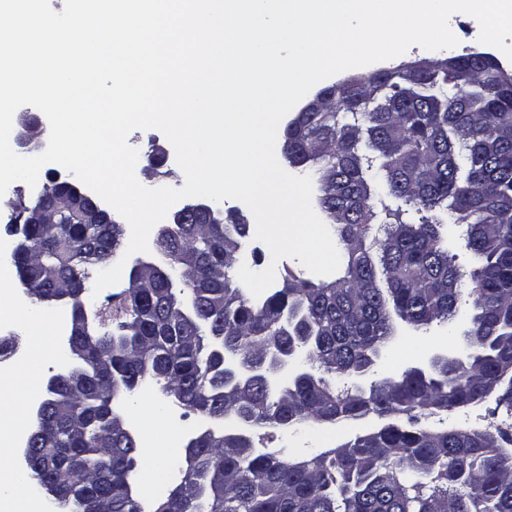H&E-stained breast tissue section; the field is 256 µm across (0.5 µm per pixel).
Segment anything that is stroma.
<instances>
[{"mask_svg":"<svg viewBox=\"0 0 512 512\" xmlns=\"http://www.w3.org/2000/svg\"><path fill=\"white\" fill-rule=\"evenodd\" d=\"M129 144L136 148L138 165L135 169L139 182L149 188L183 187L185 177L175 159V152L164 136L156 129L135 130L128 136ZM240 260L251 269L260 271L274 266L276 277L292 272L301 278L309 273L298 260L284 258L271 262L267 246L255 239H247L240 251ZM129 286L128 280L106 287L98 295L88 297L87 303L94 317L97 331L115 329L125 319L121 302ZM459 338L449 336L445 327L435 326L421 333L408 328L400 329L394 340L386 347L375 366L376 377L395 376L411 366L427 362L435 351H453L459 346ZM430 430L470 429L512 433V418L507 417L503 407L498 406L496 396H489L475 406L456 408L431 415L421 420ZM383 420L374 415L335 426H315L299 432L257 427L251 437L258 448H284L292 460L307 459L327 449L343 444L358 435L382 426Z\"/></svg>","mask_w":512,"mask_h":512,"instance_id":"obj_1","label":"stroma"}]
</instances>
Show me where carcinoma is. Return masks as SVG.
<instances>
[{
	"mask_svg": "<svg viewBox=\"0 0 512 512\" xmlns=\"http://www.w3.org/2000/svg\"><path fill=\"white\" fill-rule=\"evenodd\" d=\"M435 78L402 66L336 87L334 112H309L284 130L290 167L317 176V203L345 252L339 276H291L256 302L232 280L233 251L250 236L244 217L190 212L155 236L159 275L128 288L117 333L92 325L66 340L70 373L45 385L26 472L57 512H145L130 473L141 454L111 400L149 381L166 405L195 412L210 430L182 448L183 482L153 512H512V435L432 431L419 419L476 405L502 388L512 411V71L492 53L453 56ZM384 194L413 208L372 204ZM379 223L382 234L370 236ZM464 228L474 261L465 279L448 226ZM31 255L15 264L20 286L45 313L72 288L85 307L88 267H107L124 246L122 224H30ZM189 296L192 318L173 309ZM464 360L449 354L369 385L398 323L450 326L465 303ZM235 355L241 393L224 396L214 349ZM408 416L301 461L248 454L254 427L288 428ZM230 417L237 428L224 432ZM62 483L68 491L56 495Z\"/></svg>",
	"mask_w": 512,
	"mask_h": 512,
	"instance_id": "cac0c4a2",
	"label": "carcinoma"
}]
</instances>
